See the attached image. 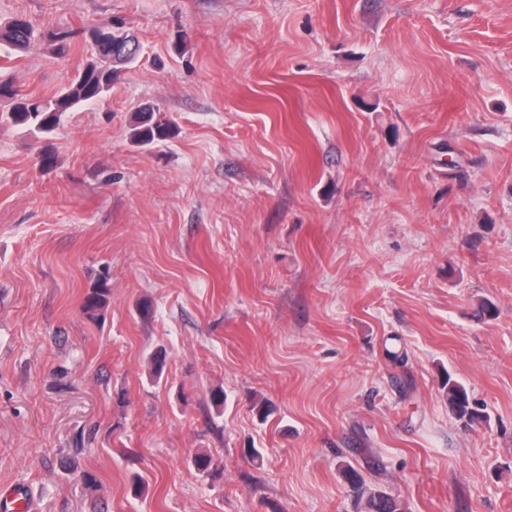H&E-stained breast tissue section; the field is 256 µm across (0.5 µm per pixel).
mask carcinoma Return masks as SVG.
<instances>
[{
  "mask_svg": "<svg viewBox=\"0 0 512 512\" xmlns=\"http://www.w3.org/2000/svg\"><path fill=\"white\" fill-rule=\"evenodd\" d=\"M105 31H100V27ZM90 31L88 47L91 59L68 86L50 98L21 96L8 83H0V98L8 100V110L0 113V122L19 126L32 133H50L61 123V117L67 112L88 105H96L106 100L112 85L129 61L114 55L112 46L119 44L135 46L140 50L138 39L124 28L120 21L111 20L102 23ZM73 33L63 31L49 33L54 42L52 52L64 57L71 51L69 38ZM43 39V34L25 16L20 15L0 29V44L13 50L23 51L33 47ZM155 109L146 108L136 112L132 118L131 138L139 144H151L164 141L178 134L174 121L154 117ZM110 288L107 278L103 277L90 288L85 298L84 309L97 311L106 306ZM448 405L455 416L469 424L479 422L483 415L470 402L467 390L460 383L446 378L443 383ZM347 479L352 483L356 494V504L365 508V512H400L399 504L390 496L377 493L363 483L349 469Z\"/></svg>",
  "mask_w": 512,
  "mask_h": 512,
  "instance_id": "carcinoma-1",
  "label": "carcinoma"
}]
</instances>
